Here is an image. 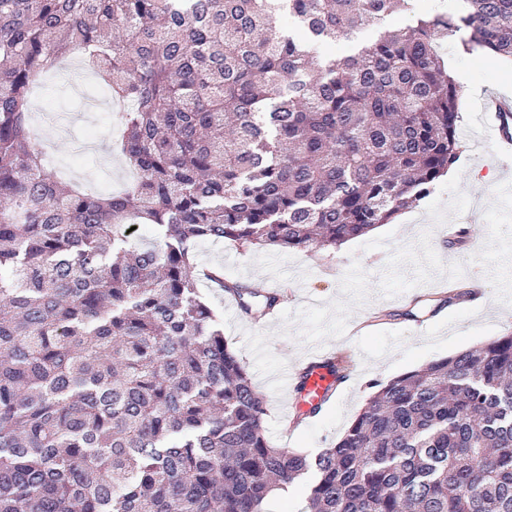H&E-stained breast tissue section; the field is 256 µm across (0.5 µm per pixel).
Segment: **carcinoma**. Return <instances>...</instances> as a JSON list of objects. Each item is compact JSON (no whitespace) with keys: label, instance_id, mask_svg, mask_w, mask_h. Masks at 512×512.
Here are the masks:
<instances>
[{"label":"carcinoma","instance_id":"1","mask_svg":"<svg viewBox=\"0 0 512 512\" xmlns=\"http://www.w3.org/2000/svg\"><path fill=\"white\" fill-rule=\"evenodd\" d=\"M463 3L394 29L411 0H0V512H264L309 472L306 512H512V332L369 383L311 458L270 441L194 275L198 241L335 249L430 193L462 153L439 41L512 58V0ZM75 52L127 103L119 192L29 135L30 85ZM374 37V30L371 27L361 29L351 39L337 40L335 43L319 47V52L324 56H340L347 53L355 44H365Z\"/></svg>","mask_w":512,"mask_h":512}]
</instances>
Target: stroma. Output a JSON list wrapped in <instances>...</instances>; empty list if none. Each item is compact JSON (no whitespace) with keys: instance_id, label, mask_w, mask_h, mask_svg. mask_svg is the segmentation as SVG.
I'll return each mask as SVG.
<instances>
[{"instance_id":"obj_1","label":"stroma","mask_w":512,"mask_h":512,"mask_svg":"<svg viewBox=\"0 0 512 512\" xmlns=\"http://www.w3.org/2000/svg\"><path fill=\"white\" fill-rule=\"evenodd\" d=\"M465 33L445 38L441 50L450 68L462 75L466 95L460 107L458 133L462 157L456 178H440L423 199L391 223L334 250L282 251L201 241L195 246L197 267L220 268L225 279L256 291L279 284L285 300L281 317L252 325L247 317L229 314L224 297L207 293L222 320L224 337L248 365L253 381L268 378L261 393L267 414L265 428L276 445L308 456L331 447L364 407L371 380H388L512 330V154H493L488 125L474 110V97L487 90L512 96V65L464 47ZM93 75L81 72L78 60L64 62L55 78L31 89L32 102L52 103L61 120L71 123V138L57 133L53 122L32 135L59 178L92 189L89 170H68L73 136L87 125L83 114L69 115L60 97L69 86L86 88ZM475 219L480 249L450 248L448 226L457 217ZM459 284L483 283L485 308H469L467 299L443 305L436 312L414 306L417 296L445 289L448 273ZM384 311L388 320L344 334L355 317ZM319 347L348 357L350 388L309 425L286 432L280 403L284 393L272 377L288 363Z\"/></svg>"}]
</instances>
